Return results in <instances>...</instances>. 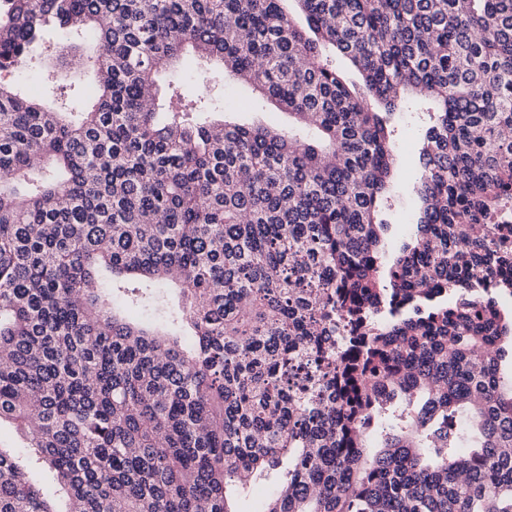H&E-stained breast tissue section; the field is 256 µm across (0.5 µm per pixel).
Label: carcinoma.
Listing matches in <instances>:
<instances>
[{
	"label": "carcinoma",
	"instance_id": "obj_1",
	"mask_svg": "<svg viewBox=\"0 0 512 512\" xmlns=\"http://www.w3.org/2000/svg\"><path fill=\"white\" fill-rule=\"evenodd\" d=\"M284 2L0 0V512H237L271 475L262 512H512V0ZM56 28L97 47L83 112L6 79L71 65ZM187 50L298 130L159 100ZM409 93L433 106L390 252ZM160 282L182 309L121 315Z\"/></svg>",
	"mask_w": 512,
	"mask_h": 512
}]
</instances>
